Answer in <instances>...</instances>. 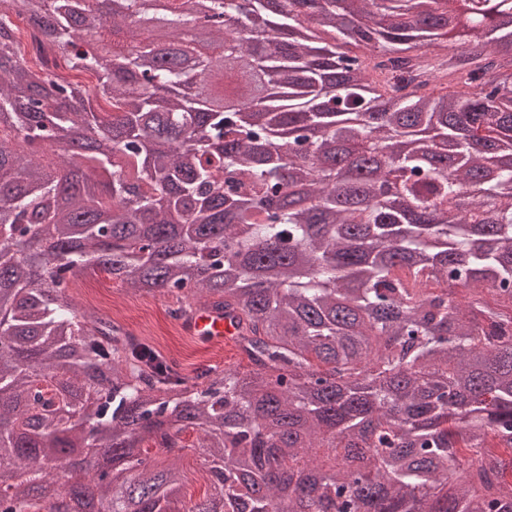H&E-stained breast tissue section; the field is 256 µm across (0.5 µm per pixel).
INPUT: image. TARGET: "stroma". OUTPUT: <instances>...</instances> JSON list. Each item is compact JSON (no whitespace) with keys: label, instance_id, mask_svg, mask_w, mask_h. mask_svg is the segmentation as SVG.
<instances>
[{"label":"stroma","instance_id":"stroma-1","mask_svg":"<svg viewBox=\"0 0 512 512\" xmlns=\"http://www.w3.org/2000/svg\"><path fill=\"white\" fill-rule=\"evenodd\" d=\"M70 294L77 307L117 321L135 336L151 341L160 353L176 360L185 375L208 366L232 365L243 373L249 370L247 359L239 355L233 342L187 334L180 322L168 316L164 300L128 292L99 270L82 272Z\"/></svg>","mask_w":512,"mask_h":512}]
</instances>
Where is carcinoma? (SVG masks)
<instances>
[{"label": "carcinoma", "mask_w": 512, "mask_h": 512, "mask_svg": "<svg viewBox=\"0 0 512 512\" xmlns=\"http://www.w3.org/2000/svg\"><path fill=\"white\" fill-rule=\"evenodd\" d=\"M350 2L360 25L339 0H0V459L32 512L80 447L137 457L100 512H512V0ZM201 14L246 36L159 61ZM107 27L136 44L117 71L87 51ZM88 268L176 321L222 311L249 372L184 376L80 310ZM196 433L188 431L182 435L187 449L181 460V469L185 477L187 497L198 498L208 489L209 485L202 479L201 473L206 461L204 449L197 448Z\"/></svg>", "instance_id": "obj_1"}]
</instances>
